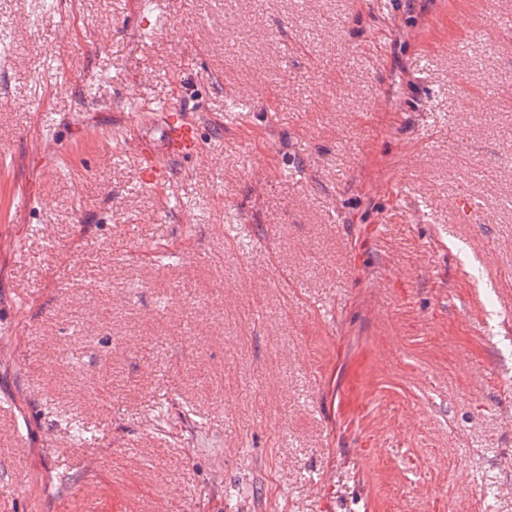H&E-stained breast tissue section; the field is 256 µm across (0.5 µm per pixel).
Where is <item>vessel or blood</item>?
<instances>
[{"instance_id":"1","label":"vessel or blood","mask_w":512,"mask_h":512,"mask_svg":"<svg viewBox=\"0 0 512 512\" xmlns=\"http://www.w3.org/2000/svg\"><path fill=\"white\" fill-rule=\"evenodd\" d=\"M165 137L163 151L143 148L139 151L141 179L154 186L165 185L171 175L169 160L198 158L204 152L197 124L173 104H164L156 109Z\"/></svg>"}]
</instances>
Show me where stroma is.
<instances>
[{
  "label": "stroma",
  "mask_w": 512,
  "mask_h": 512,
  "mask_svg": "<svg viewBox=\"0 0 512 512\" xmlns=\"http://www.w3.org/2000/svg\"><path fill=\"white\" fill-rule=\"evenodd\" d=\"M0 152V512H512V0H0ZM153 111L161 121L165 137L164 151L160 155L155 149L140 148L138 153L142 182L159 187L170 179L171 171L166 160L199 158L203 155L204 147L198 125L181 113L175 104H164Z\"/></svg>",
  "instance_id": "stroma-1"
}]
</instances>
